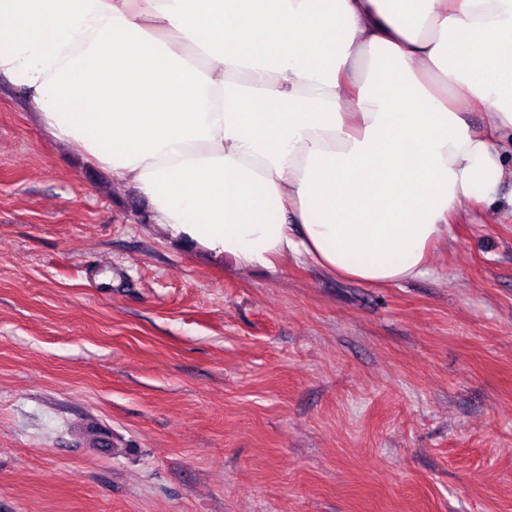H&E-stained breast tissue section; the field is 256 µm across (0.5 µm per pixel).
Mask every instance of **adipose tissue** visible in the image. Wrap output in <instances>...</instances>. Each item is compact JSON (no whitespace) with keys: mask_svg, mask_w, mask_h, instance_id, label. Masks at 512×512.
<instances>
[{"mask_svg":"<svg viewBox=\"0 0 512 512\" xmlns=\"http://www.w3.org/2000/svg\"><path fill=\"white\" fill-rule=\"evenodd\" d=\"M1 77L171 238L394 285L504 177L512 0H0Z\"/></svg>","mask_w":512,"mask_h":512,"instance_id":"adipose-tissue-1","label":"adipose tissue"}]
</instances>
